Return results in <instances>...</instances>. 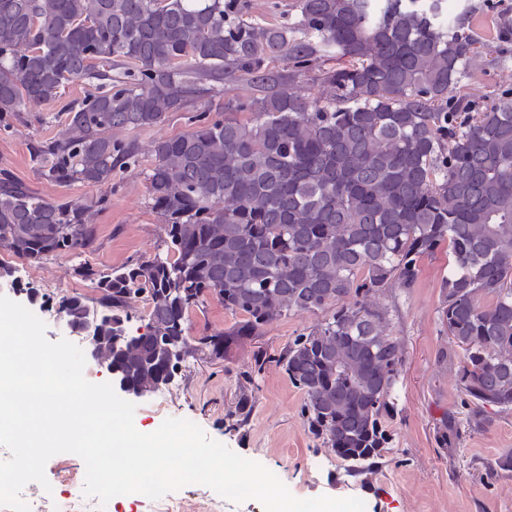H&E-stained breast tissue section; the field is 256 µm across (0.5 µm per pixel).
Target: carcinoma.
Returning <instances> with one entry per match:
<instances>
[{
	"instance_id": "obj_1",
	"label": "carcinoma",
	"mask_w": 512,
	"mask_h": 512,
	"mask_svg": "<svg viewBox=\"0 0 512 512\" xmlns=\"http://www.w3.org/2000/svg\"><path fill=\"white\" fill-rule=\"evenodd\" d=\"M243 0H0V123L57 101L64 84L93 90L67 108L35 156L60 182L104 186L139 163L112 130L158 125L233 76L253 94L206 110L188 132L156 141L146 172L164 249L110 272L74 273L97 304L63 294L65 317L105 312L87 343L130 389L174 377L164 359L222 357L298 311H321L278 358L304 394L308 430L348 473H371L389 450L403 357L393 336L399 296L423 258L448 246L439 323L458 349L457 383L474 407L512 409V92L480 106L465 93L474 37L447 0H295L298 21L234 17ZM288 62V74L268 65ZM329 89L285 91L300 76ZM92 204L51 202L0 178V248L19 262L78 255ZM142 295L145 316L130 311ZM209 296L241 315L191 344L187 315ZM460 438L455 416L443 448Z\"/></svg>"
}]
</instances>
